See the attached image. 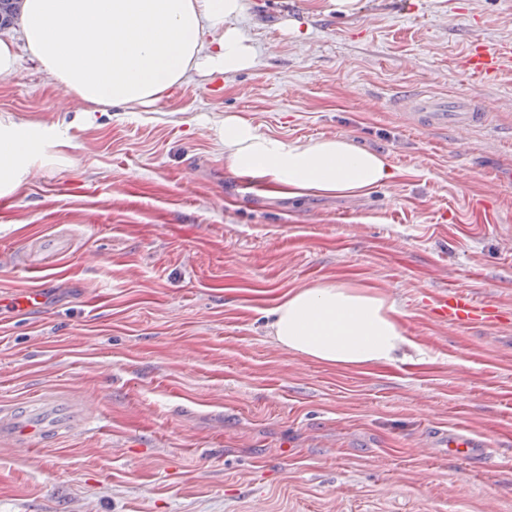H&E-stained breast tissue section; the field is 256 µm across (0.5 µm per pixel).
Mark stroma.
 I'll list each match as a JSON object with an SVG mask.
<instances>
[{
  "label": "stroma",
  "mask_w": 512,
  "mask_h": 512,
  "mask_svg": "<svg viewBox=\"0 0 512 512\" xmlns=\"http://www.w3.org/2000/svg\"><path fill=\"white\" fill-rule=\"evenodd\" d=\"M244 2L253 67L132 112L66 92L0 30L19 55L0 115L67 143L0 199V300L28 265L47 274L44 310L0 312V405L53 390L97 407L43 449L0 444V512H512V323L422 310L464 286L512 311V58L491 82L454 64L475 40L512 47V0ZM416 93L478 99L490 126L420 131ZM227 112L348 138L394 176L356 198L256 190L224 165ZM336 282L394 302L418 354L347 368L271 339L283 293ZM437 427L484 439L491 468L419 451Z\"/></svg>",
  "instance_id": "stroma-1"
}]
</instances>
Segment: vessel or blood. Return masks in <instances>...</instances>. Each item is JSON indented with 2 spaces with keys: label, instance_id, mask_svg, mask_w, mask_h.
I'll list each match as a JSON object with an SVG mask.
<instances>
[{
  "label": "vessel or blood",
  "instance_id": "obj_1",
  "mask_svg": "<svg viewBox=\"0 0 512 512\" xmlns=\"http://www.w3.org/2000/svg\"><path fill=\"white\" fill-rule=\"evenodd\" d=\"M459 63L474 75L490 80L498 73L501 54L496 48L475 41ZM410 104L416 125L423 130L451 124L457 131L465 132L482 126L484 122V110L472 104L461 105L456 111L448 112L433 99L422 95L412 97ZM30 275L36 282L35 287L18 297L12 307L13 314L19 317L44 308L46 304V292L38 286L44 278L42 267L31 266ZM423 309L430 320L458 327L496 326L512 320L511 312L478 303L470 291L460 287L425 295ZM94 415L95 405L87 399L51 398L34 404L15 403L0 408V443L34 450L44 441L84 431ZM434 446L441 453L449 452L469 460L483 456L486 448L481 438L450 429L437 435Z\"/></svg>",
  "mask_w": 512,
  "mask_h": 512
}]
</instances>
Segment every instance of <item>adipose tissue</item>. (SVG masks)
<instances>
[{"mask_svg":"<svg viewBox=\"0 0 512 512\" xmlns=\"http://www.w3.org/2000/svg\"><path fill=\"white\" fill-rule=\"evenodd\" d=\"M243 11V0H23L21 29L28 51L67 92L134 109L156 103L191 72L253 66L254 48L233 23ZM209 30L216 37L208 49ZM215 128L229 170L292 198L365 196L393 176L382 153L344 137L282 140L234 114ZM61 155L55 131L0 120V198L18 190L36 159ZM395 314L385 297L322 283L286 293L268 328L278 345L320 362L389 364L412 347Z\"/></svg>","mask_w":512,"mask_h":512,"instance_id":"ef3b65f1","label":"adipose tissue"}]
</instances>
